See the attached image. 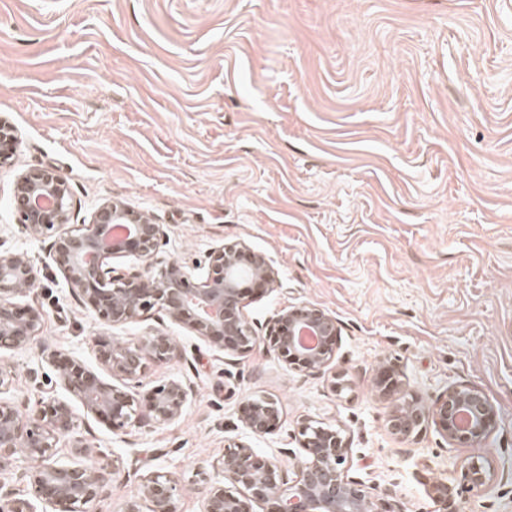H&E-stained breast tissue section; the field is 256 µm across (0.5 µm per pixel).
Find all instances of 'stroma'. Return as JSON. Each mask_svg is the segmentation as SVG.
<instances>
[{
  "mask_svg": "<svg viewBox=\"0 0 512 512\" xmlns=\"http://www.w3.org/2000/svg\"><path fill=\"white\" fill-rule=\"evenodd\" d=\"M0 116L18 135L0 168V248L40 270L17 303L42 307L41 341L93 368L96 337L163 330L186 356L149 366L136 393L197 386L164 427L81 417L117 467L92 512H125L158 472L178 481L176 512H203L198 487L225 445L250 441L289 469L306 418L344 426L352 476L391 486L394 512H432L426 488L458 476L459 453L432 428L387 433L384 358L422 398L470 382L495 402L501 483L461 508L512 512V0H0ZM41 166L68 179L74 223L109 199L152 215L161 258L191 266L234 240L273 257L280 288L248 301L249 320L289 304L334 314L351 391L261 346L224 357L155 310L103 326L49 260L50 237L17 222L15 179ZM0 368L7 400L67 396L36 351L0 350ZM257 396L280 420L252 440L239 408Z\"/></svg>",
  "mask_w": 512,
  "mask_h": 512,
  "instance_id": "stroma-1",
  "label": "stroma"
}]
</instances>
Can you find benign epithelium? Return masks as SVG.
Masks as SVG:
<instances>
[{
	"label": "benign epithelium",
	"mask_w": 512,
	"mask_h": 512,
	"mask_svg": "<svg viewBox=\"0 0 512 512\" xmlns=\"http://www.w3.org/2000/svg\"><path fill=\"white\" fill-rule=\"evenodd\" d=\"M15 126L0 117V167L13 163ZM12 206L22 229L31 237L52 235L50 258L73 295L103 324L114 327L139 321L156 309L173 324H184L209 346L229 356H244L257 345L253 324L245 313L249 299L271 295L280 284L275 260L254 251L243 240L222 243L209 252L207 267H187L176 260L155 262L163 225L120 200H107L93 211L87 224H73L76 207L68 180L57 170L28 168L14 183ZM123 225L130 234L112 237ZM126 258L146 260L145 266L123 265ZM39 268L24 252L0 250V350L31 346L43 327L37 305L17 306L15 299L31 291ZM316 337L312 348L301 342L302 332ZM342 336L336 316L312 304L278 309L267 321V348L288 367L311 376L333 373L332 390L352 388V381L332 372ZM57 371V381L77 398L86 412L112 429L157 428L177 421L193 399V383L171 379L141 399L129 384L146 372L148 361L173 364L184 358L174 337L162 330L140 343L119 342L110 336L95 341L98 366L111 380L73 356L41 348ZM376 396L391 403L387 431L399 440L434 427L448 446L468 455L461 458L460 477L433 481L427 496L433 512H448L465 494H482L498 484V473L486 447L499 425V411L489 396L470 384L448 386L428 402L407 389L397 365L387 359L375 368ZM469 416L459 421L461 412ZM279 420L277 401H246L240 422L258 438L270 433ZM77 418L71 404L41 395L19 409L0 398V471L19 457L34 462L29 469L30 497L18 499L0 482V512H38L36 503L62 507V512H89L93 502L107 496L116 467L75 436ZM73 437L72 448L89 462L72 467L51 464L59 440ZM303 453L291 472L249 443L227 448L219 462L221 478L199 488L204 512H390L388 487L367 485L349 475L353 450L339 424L305 419L295 435ZM178 483L166 474L146 480L142 494L126 512H140L138 499L150 512H175Z\"/></svg>",
	"instance_id": "7a95c632"
}]
</instances>
